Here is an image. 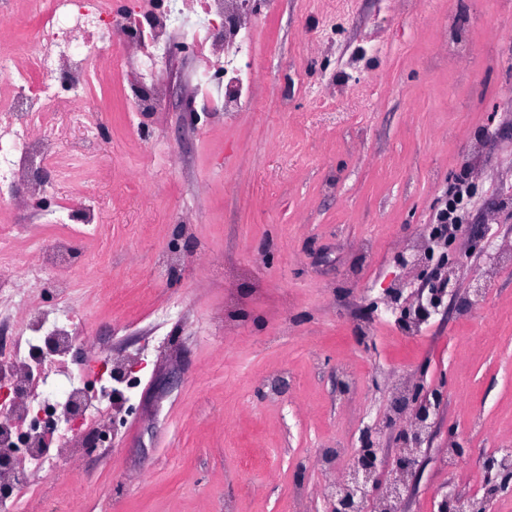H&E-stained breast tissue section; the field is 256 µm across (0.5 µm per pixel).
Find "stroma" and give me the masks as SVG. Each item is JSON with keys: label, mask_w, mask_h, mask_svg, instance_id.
Returning <instances> with one entry per match:
<instances>
[{"label": "stroma", "mask_w": 512, "mask_h": 512, "mask_svg": "<svg viewBox=\"0 0 512 512\" xmlns=\"http://www.w3.org/2000/svg\"><path fill=\"white\" fill-rule=\"evenodd\" d=\"M350 2L333 23L317 0H251L249 109L162 107L156 143L128 139L119 83L95 87L118 169L150 185L107 211L99 286L76 305L98 345L144 362L114 445L52 483L45 512H288L298 484L326 512L336 471L314 455L357 446L402 374L447 387L405 512L449 482L475 493L485 455L512 448V267L412 339L362 313L420 282L398 259L459 178V288L512 240V0ZM323 81L352 110L320 111Z\"/></svg>", "instance_id": "obj_1"}]
</instances>
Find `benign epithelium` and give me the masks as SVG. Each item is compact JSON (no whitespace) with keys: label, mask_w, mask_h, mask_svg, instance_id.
Instances as JSON below:
<instances>
[{"label":"benign epithelium","mask_w":512,"mask_h":512,"mask_svg":"<svg viewBox=\"0 0 512 512\" xmlns=\"http://www.w3.org/2000/svg\"><path fill=\"white\" fill-rule=\"evenodd\" d=\"M401 264L418 267L425 275L424 281L437 284L452 297H458L448 273L452 265L448 255L442 254L433 262L405 256ZM446 398L442 390L429 389L421 381L406 388L396 404L395 415L386 418L387 425H394L396 416L404 409L409 410V423L399 427V448L391 457L381 452V429L375 425L365 426L355 462L346 479L330 493L328 512H367L383 505L386 512H402L403 491L411 486L419 463L431 447L433 428ZM508 492H512V473L500 475L481 499L450 484L442 496L440 512H490L495 497Z\"/></svg>","instance_id":"benign-epithelium-1"}]
</instances>
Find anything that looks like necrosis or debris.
Returning a JSON list of instances; mask_svg holds the SVG:
<instances>
[{"label": "necrosis or debris", "instance_id": "4bbe7bcc", "mask_svg": "<svg viewBox=\"0 0 512 512\" xmlns=\"http://www.w3.org/2000/svg\"><path fill=\"white\" fill-rule=\"evenodd\" d=\"M27 9L0 12V29L31 22L30 38L0 46V288L14 302L0 307V381L12 393L0 401V448L15 449L0 467V504L43 512L45 477L104 446L112 408L98 405L88 364L109 355L77 315L78 287H93L83 243L111 207L102 186L114 183L112 157L101 143L103 105L92 81L123 82L128 127L139 133L146 113L166 98L158 83L173 63L172 43L210 51L193 83L210 111L241 112V79L254 21L245 0H25ZM50 195L48 216L13 219L31 200ZM56 225L44 233V224ZM52 289L65 313L48 321L27 288Z\"/></svg>", "mask_w": 512, "mask_h": 512}]
</instances>
